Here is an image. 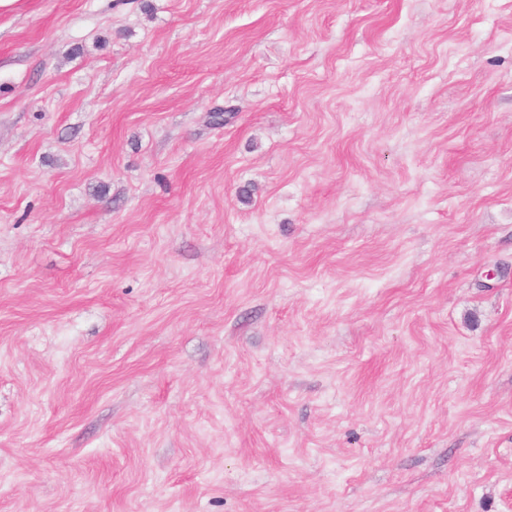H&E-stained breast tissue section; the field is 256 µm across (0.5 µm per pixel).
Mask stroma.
I'll list each match as a JSON object with an SVG mask.
<instances>
[{
	"label": "stroma",
	"mask_w": 512,
	"mask_h": 512,
	"mask_svg": "<svg viewBox=\"0 0 512 512\" xmlns=\"http://www.w3.org/2000/svg\"><path fill=\"white\" fill-rule=\"evenodd\" d=\"M0 512H512V0L0 7Z\"/></svg>",
	"instance_id": "35a3bbf8"
}]
</instances>
